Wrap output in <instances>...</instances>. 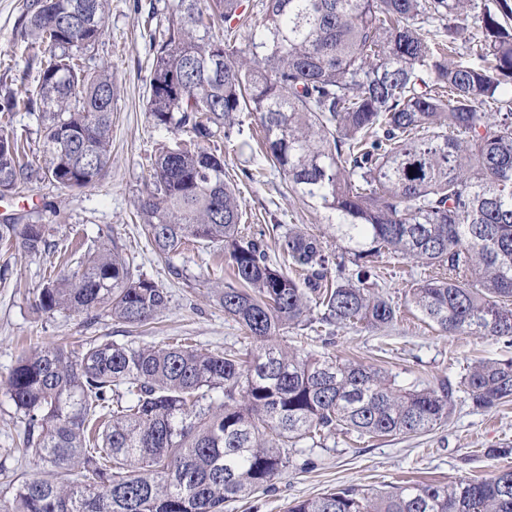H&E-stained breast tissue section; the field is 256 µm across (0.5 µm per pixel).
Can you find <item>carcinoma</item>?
<instances>
[{
  "instance_id": "carcinoma-1",
  "label": "carcinoma",
  "mask_w": 512,
  "mask_h": 512,
  "mask_svg": "<svg viewBox=\"0 0 512 512\" xmlns=\"http://www.w3.org/2000/svg\"><path fill=\"white\" fill-rule=\"evenodd\" d=\"M153 60L146 112L179 136L163 148L138 198L142 230L172 263L188 241L212 244L232 270L212 290L246 331L247 353L186 343L50 344L20 357L4 383L23 444L57 480L10 484L0 512H224L314 461L332 431L419 435L447 421L453 386H403L370 364L309 355L280 342L313 323L382 329L396 308L376 291L375 258L421 261L443 275L408 290L414 308L450 335L512 338V0H261L244 43L246 0H172ZM109 0H24L16 32L42 51L35 90L0 83V112H38L44 162L23 159L0 122V195L35 173L61 190L99 182L112 146L115 84L89 66ZM473 29L480 63L457 40ZM181 88H169V76ZM243 112L264 132L263 155L286 187L323 214L340 254L302 224L281 248L294 277L243 234L242 199L208 144ZM0 241L38 255L43 224L11 217ZM168 292L108 237L49 278L36 310L147 325ZM473 407L512 400V359L469 366ZM288 512H512V469L451 484L377 491L354 486L296 501Z\"/></svg>"
}]
</instances>
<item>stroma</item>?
I'll return each mask as SVG.
<instances>
[{"label":"stroma","mask_w":512,"mask_h":512,"mask_svg":"<svg viewBox=\"0 0 512 512\" xmlns=\"http://www.w3.org/2000/svg\"><path fill=\"white\" fill-rule=\"evenodd\" d=\"M23 0H0V80L14 82L18 92L34 89L41 53L15 33ZM171 0H110L107 28L95 49L96 64H108L115 81L112 103V154L106 177L95 185L67 191L46 182L29 184L18 195L0 199V216L28 214L46 225L49 252L27 256L0 244V385L26 350L55 343L79 350L87 343L112 339L160 346L188 338L212 351L245 352V330L227 317L210 290L224 283L230 270L216 247L186 245L174 261L182 278L170 276L141 231L136 204L152 163L172 135L154 126L146 112L148 74L152 59L145 31L146 16L164 23ZM262 137L258 120L239 116L231 137L216 136L211 148L224 158V170L235 176L241 168L262 172L257 181L240 182L248 234H263L268 252L281 258L280 243L288 227L308 225L318 232L322 217L304 208L287 191L280 173L256 146ZM112 237L132 256L138 269L169 295L167 309L153 324L132 326L112 320L65 313L47 315L33 309L35 295L49 274L59 273L73 256L104 237ZM379 290L391 299L397 320L391 327L368 330L351 325L287 329L289 345L312 353L351 358L385 369L401 384L421 387L447 380L455 385V410L434 431L414 437L359 439L336 433L328 436L315 467H294L266 491L227 502L224 512H287L295 500L354 485L388 490L397 485L485 478L512 468V401L484 412L472 406L459 383L468 366L481 359L512 358V343L493 336L450 335L425 323L409 304L407 292L432 276L431 268L383 255L375 262ZM23 425L0 389V483L47 480L51 470L38 456L25 452ZM498 456H490V449Z\"/></svg>","instance_id":"1"}]
</instances>
